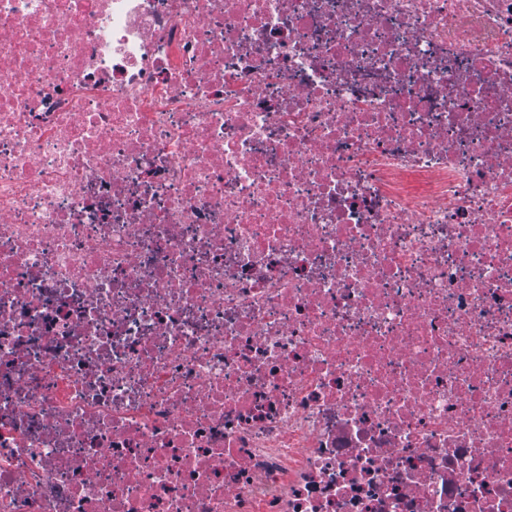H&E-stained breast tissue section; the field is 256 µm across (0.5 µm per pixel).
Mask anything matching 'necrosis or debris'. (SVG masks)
Segmentation results:
<instances>
[{
  "instance_id": "4bbe7bcc",
  "label": "necrosis or debris",
  "mask_w": 512,
  "mask_h": 512,
  "mask_svg": "<svg viewBox=\"0 0 512 512\" xmlns=\"http://www.w3.org/2000/svg\"><path fill=\"white\" fill-rule=\"evenodd\" d=\"M0 512H512V0H0Z\"/></svg>"
}]
</instances>
